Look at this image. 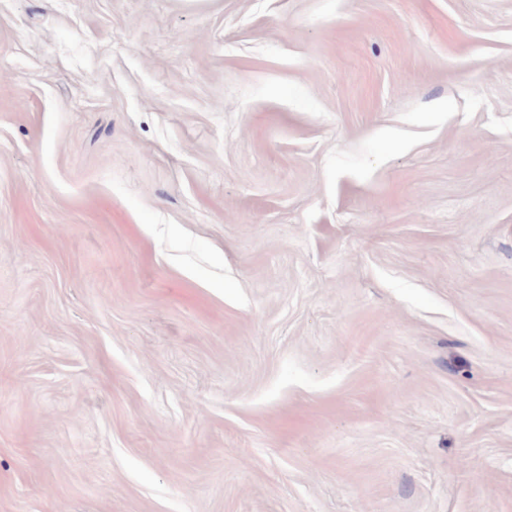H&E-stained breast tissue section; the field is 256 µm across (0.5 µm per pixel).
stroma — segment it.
<instances>
[{"label": "stroma", "instance_id": "obj_1", "mask_svg": "<svg viewBox=\"0 0 512 512\" xmlns=\"http://www.w3.org/2000/svg\"><path fill=\"white\" fill-rule=\"evenodd\" d=\"M0 512H512V0H0Z\"/></svg>", "mask_w": 512, "mask_h": 512}]
</instances>
